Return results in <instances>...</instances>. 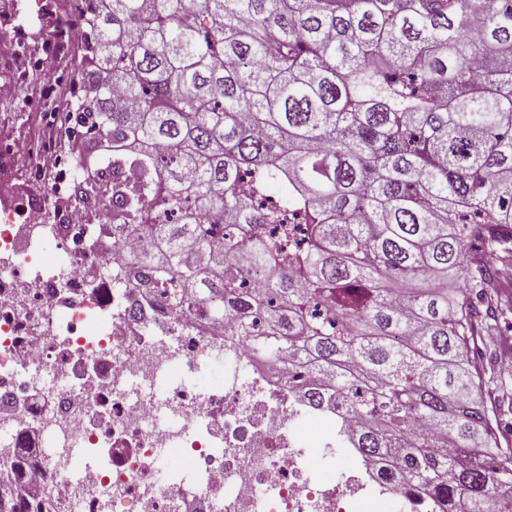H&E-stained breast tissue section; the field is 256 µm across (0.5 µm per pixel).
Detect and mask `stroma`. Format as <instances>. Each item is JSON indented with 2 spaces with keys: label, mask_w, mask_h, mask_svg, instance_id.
Wrapping results in <instances>:
<instances>
[{
  "label": "stroma",
  "mask_w": 512,
  "mask_h": 512,
  "mask_svg": "<svg viewBox=\"0 0 512 512\" xmlns=\"http://www.w3.org/2000/svg\"><path fill=\"white\" fill-rule=\"evenodd\" d=\"M55 9L53 0H0V29L19 31L27 45L39 46L52 30ZM79 51L61 57L54 77L29 69L26 55L13 61L0 62V143L30 144L25 166L12 167L8 180L20 186V206L41 205L60 212L68 222L76 215L68 202L56 201L49 183L33 184L31 176L43 157L38 147L43 138H50L54 155H63L69 141L62 132L46 135L39 122L45 111H67L72 100L69 79L76 70ZM481 333L487 338L474 353L476 362L486 373L480 397L485 405L499 406L512 400V360H504L503 352H512V311L495 319L483 320Z\"/></svg>",
  "instance_id": "stroma-1"
}]
</instances>
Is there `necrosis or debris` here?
I'll use <instances>...</instances> for the list:
<instances>
[{
    "label": "necrosis or debris",
    "mask_w": 512,
    "mask_h": 512,
    "mask_svg": "<svg viewBox=\"0 0 512 512\" xmlns=\"http://www.w3.org/2000/svg\"><path fill=\"white\" fill-rule=\"evenodd\" d=\"M0 181V485L5 512H424L362 479L336 412L228 325L105 275L124 233L14 209ZM229 370L202 391L215 354Z\"/></svg>",
    "instance_id": "4bbe7bcc"
}]
</instances>
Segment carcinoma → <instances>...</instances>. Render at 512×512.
I'll list each match as a JSON object with an SVG mask.
<instances>
[{
	"label": "carcinoma",
	"mask_w": 512,
	"mask_h": 512,
	"mask_svg": "<svg viewBox=\"0 0 512 512\" xmlns=\"http://www.w3.org/2000/svg\"><path fill=\"white\" fill-rule=\"evenodd\" d=\"M69 201L120 279L308 375L336 440L431 512L512 498L476 398L470 240L508 247L512 0H84ZM257 275L263 286L249 288Z\"/></svg>",
	"instance_id": "1"
}]
</instances>
